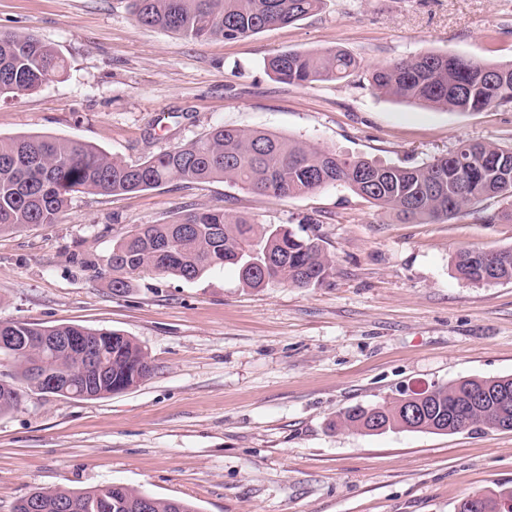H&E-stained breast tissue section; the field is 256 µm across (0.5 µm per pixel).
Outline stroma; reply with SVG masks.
<instances>
[{"label": "stroma", "mask_w": 512, "mask_h": 512, "mask_svg": "<svg viewBox=\"0 0 512 512\" xmlns=\"http://www.w3.org/2000/svg\"><path fill=\"white\" fill-rule=\"evenodd\" d=\"M29 32L63 74L0 99V137L91 143L129 164L213 127L265 130L337 154L415 166L463 142L512 148V110L451 112L373 93L370 72L418 52L512 60V0H323L244 39L187 41L136 23L126 0H0V31ZM350 51L349 80L276 81L284 51ZM492 198L445 223L376 214L344 186L274 198L173 180L78 194L54 224L0 233V319L118 330L153 372L97 400L24 391L0 415V512L38 488L112 484L198 512H455L512 489V431H340L337 414L474 377L512 375V282L457 277L459 249L512 248ZM221 208L319 235L323 285L243 287L234 266L194 281L155 271L109 286L115 230Z\"/></svg>", "instance_id": "35a3bbf8"}]
</instances>
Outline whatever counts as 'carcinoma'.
Segmentation results:
<instances>
[{"label": "carcinoma", "mask_w": 512, "mask_h": 512, "mask_svg": "<svg viewBox=\"0 0 512 512\" xmlns=\"http://www.w3.org/2000/svg\"><path fill=\"white\" fill-rule=\"evenodd\" d=\"M322 0H129L141 25L203 43L212 38H246L296 22L320 8ZM267 68L284 83L307 85L346 81L359 68L347 50L287 51L271 57ZM65 62L50 43L32 33L0 31V98L22 97ZM369 85L378 94L453 112H484L512 105V63L451 53L424 52L375 68ZM171 180L224 181L259 194L288 198L326 186L345 185L383 212L404 220L448 222L490 198L512 200V148L463 143L418 166H383L362 158H343L307 142L263 130L218 126L202 137L127 164L79 139L45 135L0 138V232L29 224H54L73 195H110L153 189ZM233 265L247 288L272 282L298 288L324 284L335 273L333 260L317 235L271 229L222 209L189 211L166 224H139L115 235L109 257L110 286L122 294L134 275L156 271L194 281L207 271ZM461 279L472 284L512 281V248L460 249L454 257ZM0 336H84L105 352V377L87 378L78 351L0 346L12 360V380H0V413L16 408V381L52 393L35 373L38 363L73 370L75 398L96 400L137 386L152 371L133 338L115 330L75 325L42 326L0 320ZM481 403L459 407L464 398ZM411 415L400 401L355 405L340 412L336 425L368 435L376 429L440 433L493 429L498 418H512V376L471 378L414 393ZM512 490L476 496L475 512H505L502 496ZM142 492L120 486L87 491L41 488L15 506L39 502L38 512H138ZM150 512H198L186 500L153 497Z\"/></svg>", "instance_id": "obj_1"}]
</instances>
